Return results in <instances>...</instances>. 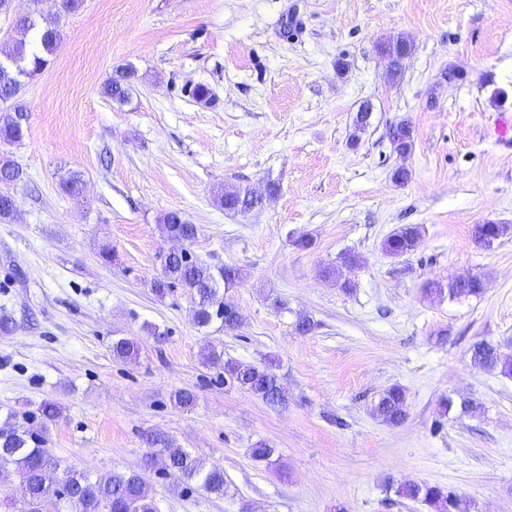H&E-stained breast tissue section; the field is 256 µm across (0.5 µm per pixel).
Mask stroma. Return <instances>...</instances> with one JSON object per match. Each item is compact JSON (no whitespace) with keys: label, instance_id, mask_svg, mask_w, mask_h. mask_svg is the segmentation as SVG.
<instances>
[{"label":"stroma","instance_id":"obj_1","mask_svg":"<svg viewBox=\"0 0 512 512\" xmlns=\"http://www.w3.org/2000/svg\"><path fill=\"white\" fill-rule=\"evenodd\" d=\"M64 33L19 97L23 141L0 143L24 171L0 223V308L17 323L0 336V413L36 431L38 406L56 402L47 448L77 471H140L149 430L223 466V499L148 473L161 512H434L396 496L406 480L473 512H512V378L470 358L482 339L512 358V233L489 246L474 236L512 225V144L494 134L512 115V0H85ZM400 36L414 51L394 80L377 44ZM121 65L138 78L120 104L100 88ZM199 84L208 101L191 96ZM399 121L414 130L403 157L387 137ZM69 170L80 196L59 188ZM228 185L262 205L225 212L214 197ZM171 211L197 225V257L240 269L225 294L235 330L198 329L184 289L151 291ZM404 224L421 226L418 245L391 257L382 244ZM104 242L115 260L100 258ZM347 252L358 265L341 264ZM329 264L337 280L323 278ZM468 274L482 296L425 293ZM300 315L318 329L296 334ZM122 337L139 343L137 361L113 358ZM209 345L278 358L287 403L225 384ZM394 384L408 399L397 426L370 411ZM182 388L197 395L191 410L170 401ZM447 397L478 408L443 414ZM259 441L274 464L251 458Z\"/></svg>","mask_w":512,"mask_h":512}]
</instances>
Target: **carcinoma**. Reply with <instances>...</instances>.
<instances>
[{
	"instance_id": "obj_1",
	"label": "carcinoma",
	"mask_w": 512,
	"mask_h": 512,
	"mask_svg": "<svg viewBox=\"0 0 512 512\" xmlns=\"http://www.w3.org/2000/svg\"><path fill=\"white\" fill-rule=\"evenodd\" d=\"M84 0H61V12L43 15L30 13L20 24L23 31L33 32V39H7L0 41V143L16 145L23 141L25 131L21 122L23 109L15 105L23 89L24 79L32 78L45 69L49 57L56 54L64 39L62 15L78 11ZM378 50L388 59L390 75L402 74L404 63L414 50L413 41L405 37L389 39L378 44ZM135 77L131 66L115 70L104 83L102 94L122 103L128 97V85ZM393 151L404 156L412 150L414 132L405 122L392 124L387 132ZM20 177V167L7 155L0 156V183ZM61 190L75 195L82 186V174L68 171L60 179ZM215 202L224 210L242 213L259 205L249 191L227 187L217 195ZM162 233L169 239L179 238L193 243L198 236L196 225L187 222L178 212L164 215ZM512 230L508 224L486 223L475 228V237L487 245ZM421 236V228L404 224L393 231L384 241L383 248L393 257H401L415 250ZM161 273L150 283L152 292L163 299L175 288H183L194 299V323L200 329L217 324L219 328L232 330L241 322L235 305L224 299V290L233 287L241 279L239 269L224 266L213 267L195 256L188 259H160ZM429 292L448 299L479 297L484 293L481 278L470 276L458 282H449L448 289L431 288ZM140 355L138 343L130 338L112 342V356L123 361H134ZM206 362L219 365L224 379L239 389L278 405L287 401V394L273 371V360L254 364L224 359V352L213 347L205 353ZM471 361L487 372L512 377V361L504 359L497 345L487 340L473 344ZM43 430L34 432L9 412L0 422V472L9 469L25 482L26 499L12 501L8 506L14 512H30L28 507L38 504L48 490L57 491L64 501L67 512H160L150 483L143 473H126L112 470L95 475L72 471L62 466L59 459L46 449V433L49 425L62 414V408L53 401H45L39 407ZM372 415L386 424L399 425L407 417V397L404 389L393 385L385 389L372 404ZM145 442L151 448V456L159 458L166 468L181 474L188 484H194L205 493L222 498L229 494L224 479V469L216 464L207 465L176 440L163 432H148ZM397 496L427 505L435 512H472L474 505L464 497L427 483L405 482L397 486Z\"/></svg>"
}]
</instances>
